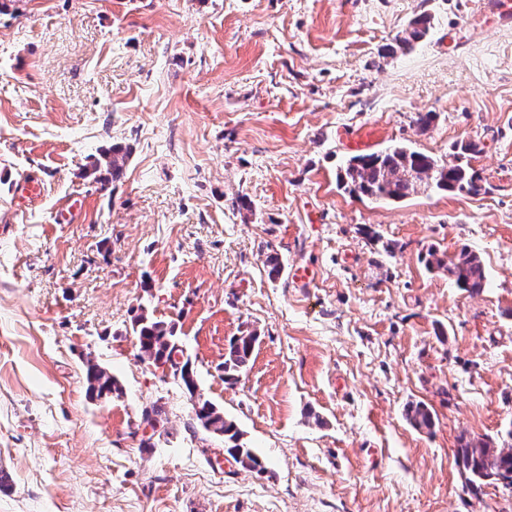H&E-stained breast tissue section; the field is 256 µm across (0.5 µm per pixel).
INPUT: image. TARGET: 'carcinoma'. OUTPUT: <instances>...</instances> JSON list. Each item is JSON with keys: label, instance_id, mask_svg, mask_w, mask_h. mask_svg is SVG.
Instances as JSON below:
<instances>
[{"label": "carcinoma", "instance_id": "1", "mask_svg": "<svg viewBox=\"0 0 512 512\" xmlns=\"http://www.w3.org/2000/svg\"><path fill=\"white\" fill-rule=\"evenodd\" d=\"M432 28V16L423 12L395 37V45L408 49L413 43L425 38ZM479 152V145L469 141L460 147V152L451 161H441L430 155L399 145L384 151L349 158L338 175L339 184L351 193L368 199L400 201L415 194L421 188L439 191H467L477 193L482 189L481 176L462 157ZM132 147L114 145L100 153L90 164L89 172L97 174L101 186L117 180L131 156ZM430 270L445 269L448 278L461 291L470 296L483 292L487 286L486 268L474 251L463 247L447 261L434 250L425 256ZM133 331L138 338V357L154 364H167L175 368L178 348L175 327L145 315L136 318ZM257 337L253 335L233 338L224 353V380H232L249 363ZM88 390L98 395L104 391H120L117 380L106 369L90 364L86 368ZM200 408L193 410L187 427L199 425L205 430L213 429L224 434V442L231 443L226 451L245 469L262 467V462L252 449L240 443V433L234 423L224 419V414L208 399L199 402ZM405 418L417 430L433 427V415L423 403H410L405 409ZM456 464L464 478L465 486L478 494L482 487L492 483L512 492V428L506 434L492 437L461 436L456 449Z\"/></svg>", "mask_w": 512, "mask_h": 512}]
</instances>
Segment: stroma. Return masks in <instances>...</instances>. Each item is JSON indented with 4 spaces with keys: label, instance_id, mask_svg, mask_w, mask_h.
Here are the masks:
<instances>
[{
    "label": "stroma",
    "instance_id": "35a3bbf8",
    "mask_svg": "<svg viewBox=\"0 0 512 512\" xmlns=\"http://www.w3.org/2000/svg\"><path fill=\"white\" fill-rule=\"evenodd\" d=\"M472 2L0 14V512H512V492L467 494L455 463L460 434L512 425V23ZM425 11L431 32L386 53ZM468 141L486 192L375 202L337 185L350 157L406 143L449 161ZM116 143L133 153L104 191L85 169ZM33 178L44 194L20 204ZM464 246L488 274L472 297L424 262ZM301 265L312 282L293 280ZM142 314L175 325L199 393L263 470L188 429L185 387L138 357ZM90 361L119 394L89 397ZM410 402L431 430L408 424ZM256 341L257 337L253 335L238 336L230 341L221 366L225 381L235 379L236 374L246 368ZM405 418L416 430H430L433 427V415L423 403H410L405 409Z\"/></svg>",
    "mask_w": 512,
    "mask_h": 512
}]
</instances>
